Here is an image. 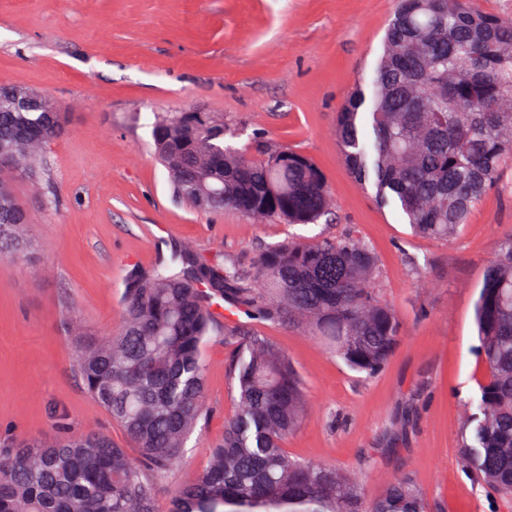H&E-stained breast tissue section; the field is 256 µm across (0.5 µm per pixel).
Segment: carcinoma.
Instances as JSON below:
<instances>
[{"label":"carcinoma","mask_w":512,"mask_h":512,"mask_svg":"<svg viewBox=\"0 0 512 512\" xmlns=\"http://www.w3.org/2000/svg\"><path fill=\"white\" fill-rule=\"evenodd\" d=\"M0 86V168L29 176L62 132L61 112H22ZM369 114L371 131L361 123ZM153 154L176 193L199 208L315 224L330 192L307 156L256 140L252 149L209 112H172L152 126ZM347 169L393 201L414 232L455 237L474 205L512 165V17L474 0H399L370 93L353 90L336 113ZM27 213L0 181V259L30 265ZM370 247L348 232L292 238L250 269L184 246L151 271L132 269L118 333H78L76 366L88 395L138 451L89 432L0 449V512H160L158 483L183 454L205 411V339L213 306L260 322H307L349 368L379 373L400 338L396 312L376 292ZM485 377L465 417L460 461L512 496V235L485 268L476 305ZM227 371L238 389L224 440L165 512H426L407 476L365 501L355 477L298 461L284 443L307 397L286 354L266 337L224 323Z\"/></svg>","instance_id":"obj_1"}]
</instances>
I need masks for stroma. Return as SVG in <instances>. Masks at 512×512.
Segmentation results:
<instances>
[{
  "instance_id": "stroma-1",
  "label": "stroma",
  "mask_w": 512,
  "mask_h": 512,
  "mask_svg": "<svg viewBox=\"0 0 512 512\" xmlns=\"http://www.w3.org/2000/svg\"><path fill=\"white\" fill-rule=\"evenodd\" d=\"M397 0H0V85L52 99L63 133L33 177L12 184L38 246L32 266L0 261V444L122 429L85 392L69 319L99 336L122 324L131 268L148 270L190 244L252 266L296 235L356 231L377 259L400 342L368 377L307 331L241 317L299 371L308 410L285 447L303 462L357 475L367 499L409 475L428 512H512V499L477 485L459 460L464 418L485 372L474 320L483 272L512 235V168L472 209L458 237L415 235L340 159L336 113L368 86ZM222 116L242 141L257 137L311 158L331 192L318 223L252 220L203 210L173 192L151 153L167 112ZM206 416L159 487L193 478L236 409L223 331L203 348Z\"/></svg>"
}]
</instances>
